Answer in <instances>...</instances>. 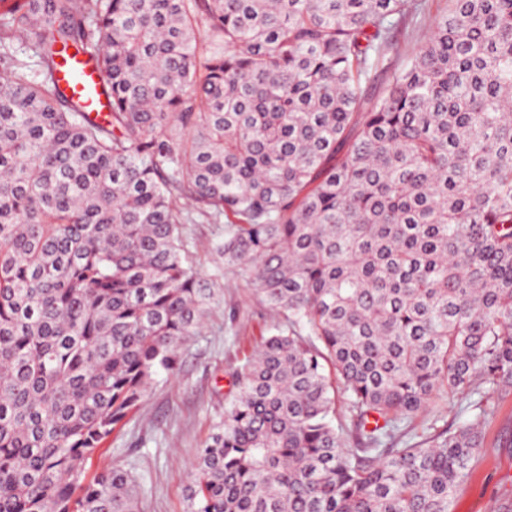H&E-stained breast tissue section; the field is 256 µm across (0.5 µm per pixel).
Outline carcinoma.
Returning <instances> with one entry per match:
<instances>
[{"label":"carcinoma","mask_w":512,"mask_h":512,"mask_svg":"<svg viewBox=\"0 0 512 512\" xmlns=\"http://www.w3.org/2000/svg\"><path fill=\"white\" fill-rule=\"evenodd\" d=\"M428 2L0 14V512H140L131 470L85 466L215 303L195 215L228 219L225 268L284 320L234 374L189 512H450L483 389L512 394V0H447L392 67ZM69 50L105 115L61 88ZM444 395L467 423L405 438ZM428 35L426 28L404 29L395 39L397 49L389 54L392 64L404 67L411 55L425 42Z\"/></svg>","instance_id":"1"}]
</instances>
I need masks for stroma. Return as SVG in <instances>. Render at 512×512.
I'll return each mask as SVG.
<instances>
[{
    "label": "stroma",
    "mask_w": 512,
    "mask_h": 512,
    "mask_svg": "<svg viewBox=\"0 0 512 512\" xmlns=\"http://www.w3.org/2000/svg\"><path fill=\"white\" fill-rule=\"evenodd\" d=\"M225 221L194 219L184 227L193 268L217 292L218 303L202 332L184 345L175 374L160 373L130 420L115 431L89 471L119 464L132 470L142 512H186L189 466L215 425L224 418V400L233 394L232 375L253 354L277 318L253 285L224 268L219 247ZM492 407L479 461L459 487L451 512H490L512 504V395L486 391ZM469 418L460 402L438 399L411 422V437L424 439L431 420L451 428Z\"/></svg>",
    "instance_id": "stroma-1"
}]
</instances>
